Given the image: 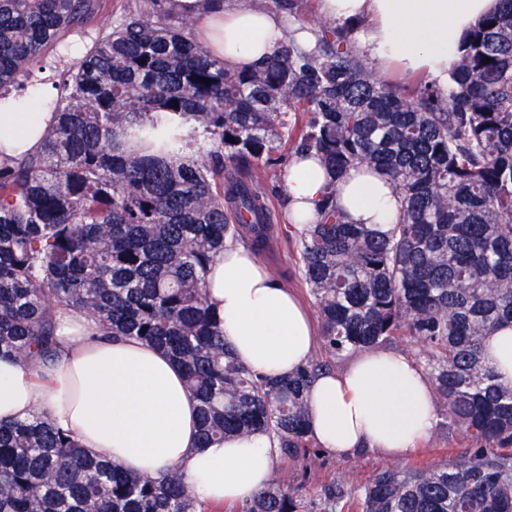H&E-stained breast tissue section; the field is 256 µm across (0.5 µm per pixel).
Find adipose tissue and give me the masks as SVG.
Returning a JSON list of instances; mask_svg holds the SVG:
<instances>
[{
	"label": "adipose tissue",
	"mask_w": 512,
	"mask_h": 512,
	"mask_svg": "<svg viewBox=\"0 0 512 512\" xmlns=\"http://www.w3.org/2000/svg\"><path fill=\"white\" fill-rule=\"evenodd\" d=\"M319 17L339 28L372 73L396 66L448 89L451 64L468 31L492 12L496 0H316ZM195 21L196 39L229 70L269 61L288 34L315 46L316 30L288 26L248 0H176ZM50 113L0 107V153L36 151ZM352 224L397 223L399 198L383 176L349 173L332 182L313 158L292 157L280 184L288 223L314 221L328 185ZM208 301L224 321V340L237 359L267 378H284L305 365L315 348L312 317L294 293L276 280L256 253L230 243L212 265ZM63 350L56 364L39 369L0 358V419H25L33 405L84 450L105 455L129 473L164 478L178 474L204 504L242 505L265 487L279 457L262 432L199 447L197 402L182 370L155 347L103 334L91 317L57 315ZM309 433L339 457L368 448L400 459L435 422L429 377L411 358L366 353L339 373L324 374L307 391Z\"/></svg>",
	"instance_id": "adipose-tissue-1"
}]
</instances>
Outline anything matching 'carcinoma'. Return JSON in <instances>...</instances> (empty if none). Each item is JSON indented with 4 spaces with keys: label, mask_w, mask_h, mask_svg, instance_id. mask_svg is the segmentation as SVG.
<instances>
[{
    "label": "carcinoma",
    "mask_w": 512,
    "mask_h": 512,
    "mask_svg": "<svg viewBox=\"0 0 512 512\" xmlns=\"http://www.w3.org/2000/svg\"><path fill=\"white\" fill-rule=\"evenodd\" d=\"M151 2L56 71V99L28 106L54 113L40 150L0 164V355L58 359L55 317L73 309L182 369L200 447L262 431L285 461L318 455L306 391L329 364L256 375L207 299L226 240L264 243L260 177L287 174L289 141L337 176L380 172L401 198L398 223L381 230L347 223L331 185L302 225L298 265L324 347L419 344L448 425L476 447L436 468L387 464L317 501L275 470L234 512H512V385L485 353L512 323V0L471 31L446 100L425 82L410 93L383 83L326 27L313 50L290 34L268 62L231 71L172 0ZM94 10L0 0V103L39 84L34 69ZM0 512L205 509L175 474L155 480L87 455L37 406L0 420Z\"/></svg>",
    "instance_id": "cac0c4a2"
}]
</instances>
